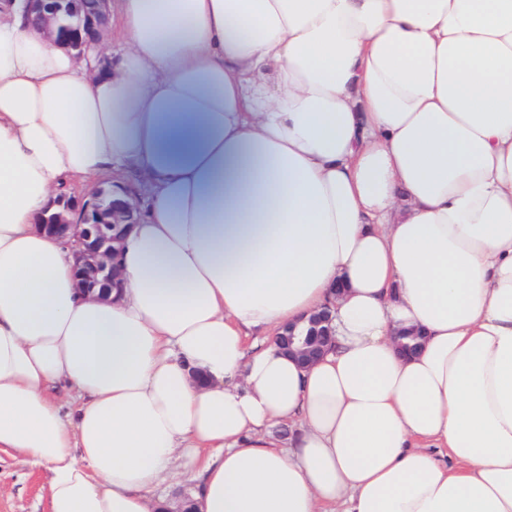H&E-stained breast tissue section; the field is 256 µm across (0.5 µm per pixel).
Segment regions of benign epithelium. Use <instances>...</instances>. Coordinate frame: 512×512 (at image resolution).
I'll list each match as a JSON object with an SVG mask.
<instances>
[{
    "label": "benign epithelium",
    "instance_id": "7a95c632",
    "mask_svg": "<svg viewBox=\"0 0 512 512\" xmlns=\"http://www.w3.org/2000/svg\"><path fill=\"white\" fill-rule=\"evenodd\" d=\"M110 0H28L37 28L61 45L80 47L99 40L110 19ZM124 199H113L114 189H96L87 196L72 191L58 195L40 220L48 234L67 240L75 254V279L82 293L107 298L121 285L120 270L115 262L123 240L136 224L140 213L135 195L121 188ZM329 313L320 311L310 318L303 333L291 325L280 336L288 355L301 365H313L333 342L328 323Z\"/></svg>",
    "mask_w": 512,
    "mask_h": 512
}]
</instances>
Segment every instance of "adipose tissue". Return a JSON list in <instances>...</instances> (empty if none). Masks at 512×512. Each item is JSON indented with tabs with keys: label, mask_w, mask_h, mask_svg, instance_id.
I'll return each instance as SVG.
<instances>
[{
	"label": "adipose tissue",
	"mask_w": 512,
	"mask_h": 512,
	"mask_svg": "<svg viewBox=\"0 0 512 512\" xmlns=\"http://www.w3.org/2000/svg\"><path fill=\"white\" fill-rule=\"evenodd\" d=\"M110 11L78 58L0 0V448L48 512H512V0ZM114 170L101 300L37 222ZM329 322V313L322 310L310 318V327L305 333H296L295 326H288L286 333L280 336V343L301 365L311 366L333 342ZM198 481H181L172 483L165 487L167 509L170 512H177L184 501L192 500L197 488Z\"/></svg>",
	"instance_id": "obj_1"
}]
</instances>
